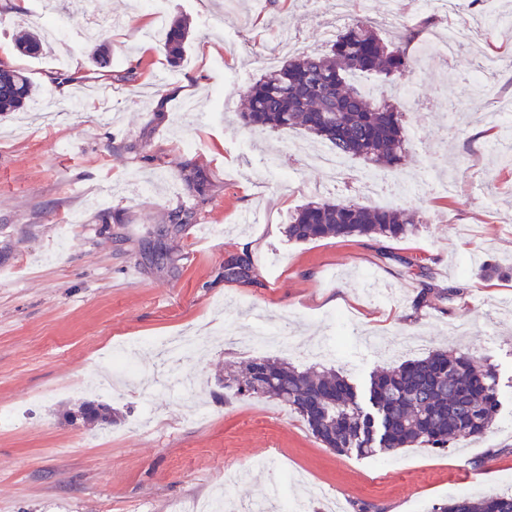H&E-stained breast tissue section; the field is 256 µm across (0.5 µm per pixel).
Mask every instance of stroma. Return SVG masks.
<instances>
[{"instance_id": "obj_1", "label": "stroma", "mask_w": 512, "mask_h": 512, "mask_svg": "<svg viewBox=\"0 0 512 512\" xmlns=\"http://www.w3.org/2000/svg\"><path fill=\"white\" fill-rule=\"evenodd\" d=\"M488 2L503 10L500 23H484L471 0L438 14L399 0L380 15L353 0L352 14L372 17L383 38L419 27L406 45L419 104L403 117L410 149L397 173L426 169L455 188L401 197L419 219L407 236L293 243L285 228L301 205L354 194L324 188L314 168L283 177V150L302 131L246 128L237 117L244 97L228 104L223 92L254 82L281 29L304 51L327 52L320 29L335 23L336 0H240L232 9L165 0V21L190 26L177 64L160 39L144 38L153 20L131 0H27L19 11L0 0V63L39 87L25 129L15 114L0 115V408L16 414L0 427V512H176L222 494L259 499L280 472L309 491L308 512H432L451 498L512 489V165L501 160L512 156V131L498 128L495 147L474 141L483 120L469 83L484 55L512 57V0ZM57 19L66 37L39 56L19 54L21 27ZM452 24L472 34L453 62L419 53L435 27ZM99 48L111 67H93ZM61 70L74 82H55ZM451 121L464 133L444 148ZM192 168L208 179L206 199L184 180ZM139 183L148 196L136 193ZM248 213L259 222L245 223ZM212 225L224 234L209 233ZM243 253L249 277L224 278L225 260ZM488 259L504 274L481 275ZM423 270L459 287L453 303H419ZM372 280L391 296L368 297ZM259 318L287 325L295 347L283 357L297 367L311 364L306 348L336 347L332 366L363 398L374 372L435 348L465 352L496 375L495 419L444 450L363 458L326 448L288 406L224 391L225 372L253 355L241 342ZM199 326L225 338L182 366L190 396L149 392L155 355L142 339ZM118 343L132 344L138 372L105 392L109 376L96 360ZM195 399L209 404L208 417H189ZM84 401L109 404L119 420L70 425L67 411ZM146 414L153 422L144 427Z\"/></svg>"}]
</instances>
